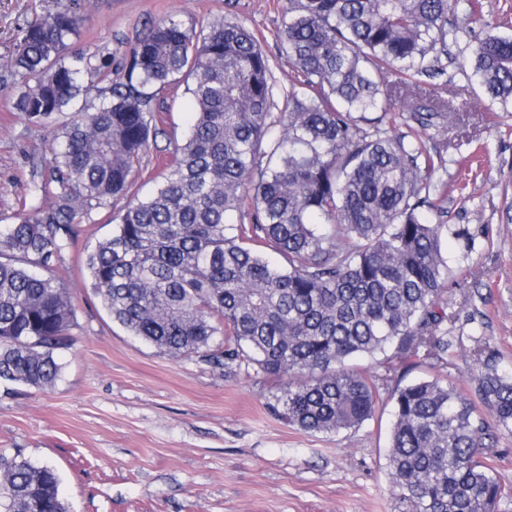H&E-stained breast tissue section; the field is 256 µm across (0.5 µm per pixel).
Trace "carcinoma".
Returning <instances> with one entry per match:
<instances>
[{
	"label": "carcinoma",
	"mask_w": 512,
	"mask_h": 512,
	"mask_svg": "<svg viewBox=\"0 0 512 512\" xmlns=\"http://www.w3.org/2000/svg\"><path fill=\"white\" fill-rule=\"evenodd\" d=\"M90 4L57 0L26 20L3 65L28 121L72 116L55 131L49 178L36 185L48 202L0 225V380L55 386L56 352L71 345L74 323L57 265L78 224L127 194L164 133L161 100L182 83L189 131L154 191L127 201L112 235L86 256L112 321L173 358L253 367L276 382L268 409L314 433L373 417L379 389L353 359L392 345L390 370L401 381L429 360L434 376L389 396L391 490L409 512H499L512 486L489 450L512 428V375L482 336L470 390L444 373L447 225L431 198L444 164L421 138L396 132L399 116L424 131L452 119L445 101L416 104L417 78L445 75L448 44L482 19L479 0H288L277 38L297 80L277 114L269 56L222 16L201 29L161 17L108 86L85 81L111 66L73 46ZM511 28L484 22L461 65L490 111L509 117ZM397 98L407 112L391 111ZM246 198L253 222L232 223ZM269 251L284 263H271ZM59 483L54 467L0 453V512H67Z\"/></svg>",
	"instance_id": "obj_1"
}]
</instances>
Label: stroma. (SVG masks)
<instances>
[{"mask_svg":"<svg viewBox=\"0 0 512 512\" xmlns=\"http://www.w3.org/2000/svg\"><path fill=\"white\" fill-rule=\"evenodd\" d=\"M287 0H94L76 49L111 57L170 13L204 23L242 22L259 38L280 84L295 74L276 40ZM54 0H0V62L26 19ZM466 43L452 45L446 77L422 87L449 101L453 120L421 133L447 161V195L439 202L449 233L448 333L451 376L470 374L472 337H484L512 370V131L497 128L478 89L458 73ZM191 100L184 86L165 95L164 136L151 144L133 180L146 196L169 142L182 138ZM53 130L28 122L0 94V224L41 206L35 189L45 172ZM108 210L98 209L63 255L58 273L70 288L72 344L58 351L55 386L39 391L0 381V452H22L54 466L69 512H408L389 489L386 451L392 416L388 395L397 378L387 357L359 360L375 372L383 395L374 416L333 434L288 425L268 408L276 389L244 367L215 368L198 358L174 359L113 323L94 295L87 253L107 237ZM467 230L464 238L455 237Z\"/></svg>","mask_w":512,"mask_h":512,"instance_id":"obj_1","label":"stroma"}]
</instances>
